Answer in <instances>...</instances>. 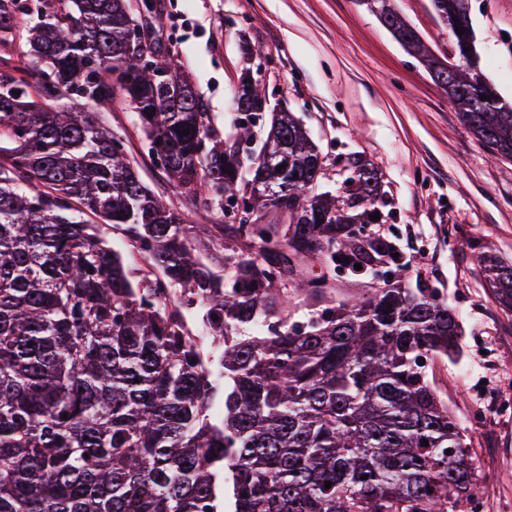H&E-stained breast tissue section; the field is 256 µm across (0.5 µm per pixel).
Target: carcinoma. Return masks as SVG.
Masks as SVG:
<instances>
[{
	"label": "carcinoma",
	"mask_w": 512,
	"mask_h": 512,
	"mask_svg": "<svg viewBox=\"0 0 512 512\" xmlns=\"http://www.w3.org/2000/svg\"><path fill=\"white\" fill-rule=\"evenodd\" d=\"M463 2L432 0L466 60L448 102L511 161L512 105L481 69ZM364 4L432 79L445 71L394 0ZM26 13L40 16L26 51L44 66L35 93L14 75L25 67L0 70V512H473L483 475L430 380L435 361L459 353V316L410 286L394 242L357 236L385 206L375 168L349 156L341 193H313L317 147L292 113L265 121L249 75L235 93L237 140L261 128L260 151L224 144L178 58L158 39L129 40L130 0H0V45ZM110 100L137 112L174 187L201 189L224 215V201H248L254 250L224 247L230 279L211 267V241L143 184L121 135L84 109ZM76 205L119 227L162 276L132 278L72 220ZM290 254L320 256L325 287H287ZM476 260L512 313V262ZM357 264L391 277L368 297L334 298L333 267ZM168 286L206 307L219 375ZM299 292L324 305L305 324L289 322Z\"/></svg>",
	"instance_id": "cac0c4a2"
}]
</instances>
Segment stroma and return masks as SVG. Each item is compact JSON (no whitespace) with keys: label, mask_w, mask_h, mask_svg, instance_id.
Instances as JSON below:
<instances>
[{"label":"stroma","mask_w":512,"mask_h":512,"mask_svg":"<svg viewBox=\"0 0 512 512\" xmlns=\"http://www.w3.org/2000/svg\"><path fill=\"white\" fill-rule=\"evenodd\" d=\"M470 3L481 66L512 103V0ZM395 5L434 55L451 53L431 0ZM148 29L182 62L227 145L236 141L234 94L248 68L269 107H287L317 145V192L338 190L347 154L372 163L388 217L364 232L390 238L410 281L459 312L462 354L435 362L431 376L469 435L483 512H512V316L491 299L475 261L481 252L512 259V161L491 158L420 58L362 0H156ZM94 112L123 136L142 181L198 235L231 237L202 194L173 187L154 166L133 109L109 102Z\"/></svg>","instance_id":"obj_1"}]
</instances>
